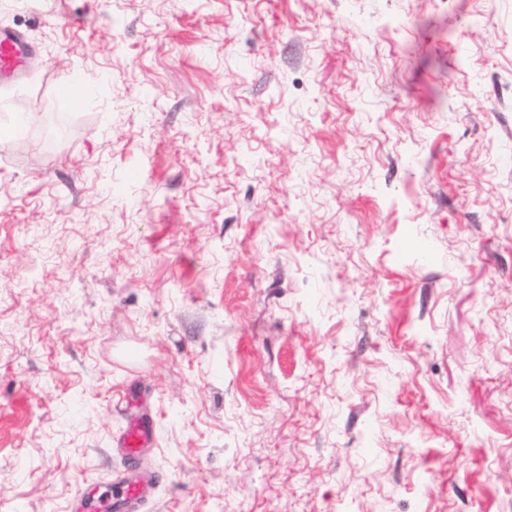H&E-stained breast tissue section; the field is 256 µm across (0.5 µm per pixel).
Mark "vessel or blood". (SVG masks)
Segmentation results:
<instances>
[{
	"label": "vessel or blood",
	"mask_w": 512,
	"mask_h": 512,
	"mask_svg": "<svg viewBox=\"0 0 512 512\" xmlns=\"http://www.w3.org/2000/svg\"><path fill=\"white\" fill-rule=\"evenodd\" d=\"M32 46L20 29L0 25V81L17 75ZM126 424L114 441L121 468L109 487L90 483L78 492L76 512H141L161 482L159 473L140 467L139 459L155 445V424L144 398L128 393L124 399Z\"/></svg>",
	"instance_id": "b4317fda"
}]
</instances>
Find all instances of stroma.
Returning a JSON list of instances; mask_svg holds the SVG:
<instances>
[{"label":"stroma","instance_id":"stroma-1","mask_svg":"<svg viewBox=\"0 0 512 512\" xmlns=\"http://www.w3.org/2000/svg\"><path fill=\"white\" fill-rule=\"evenodd\" d=\"M1 24L0 512L112 481L128 390L143 512H512V0ZM31 49L24 31L0 25V81L14 77L22 70Z\"/></svg>","mask_w":512,"mask_h":512}]
</instances>
